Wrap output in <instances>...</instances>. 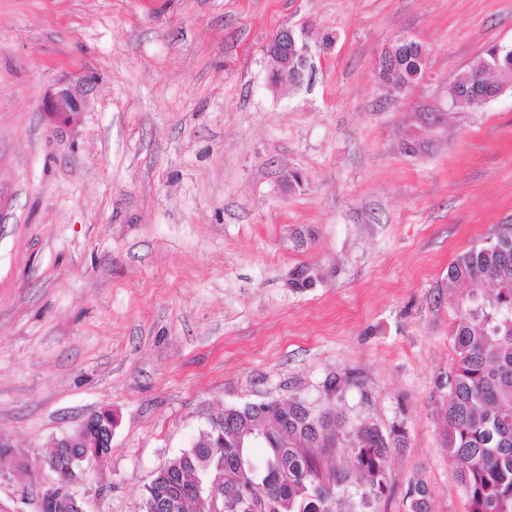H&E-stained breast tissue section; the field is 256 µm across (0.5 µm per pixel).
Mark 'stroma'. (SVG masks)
<instances>
[{
    "mask_svg": "<svg viewBox=\"0 0 512 512\" xmlns=\"http://www.w3.org/2000/svg\"><path fill=\"white\" fill-rule=\"evenodd\" d=\"M284 27L312 69L275 89ZM401 37L429 64L389 98L375 66ZM494 45L512 0H0V512H37L47 449L93 412L114 425L85 512H143L210 417L289 397L403 432L378 512L418 480L467 512L446 279L512 225V88L455 107L448 87ZM64 91L62 123L43 107Z\"/></svg>",
    "mask_w": 512,
    "mask_h": 512,
    "instance_id": "obj_1",
    "label": "stroma"
}]
</instances>
